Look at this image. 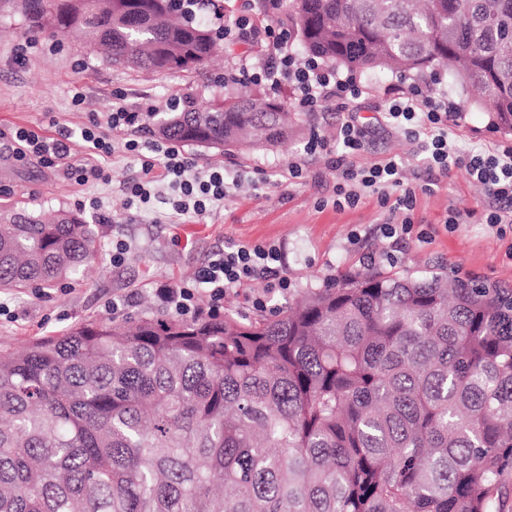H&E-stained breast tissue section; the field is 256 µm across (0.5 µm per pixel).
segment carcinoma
<instances>
[{"instance_id": "1", "label": "carcinoma", "mask_w": 512, "mask_h": 512, "mask_svg": "<svg viewBox=\"0 0 512 512\" xmlns=\"http://www.w3.org/2000/svg\"><path fill=\"white\" fill-rule=\"evenodd\" d=\"M29 30L111 63L189 70L217 49L174 0H20ZM302 48L365 74L475 88L512 134V0H288ZM262 94L179 112L175 142L267 148ZM0 290L54 288L108 225L0 216ZM512 474V285L345 274L274 318L85 321L0 356V512H501Z\"/></svg>"}]
</instances>
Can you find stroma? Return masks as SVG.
<instances>
[{"instance_id":"stroma-1","label":"stroma","mask_w":512,"mask_h":512,"mask_svg":"<svg viewBox=\"0 0 512 512\" xmlns=\"http://www.w3.org/2000/svg\"><path fill=\"white\" fill-rule=\"evenodd\" d=\"M29 38L37 46L29 50L25 64H17L16 54ZM54 40L59 47L52 52L48 45ZM260 55L255 44L240 41L221 44L213 60L197 70L152 72L112 65L71 40L56 39L49 32L30 34L13 0H0V130L24 127L53 138L58 126L77 131L89 125L93 117L111 111L119 97L128 106L142 108L163 105L172 97L189 99L197 107L218 96L236 97L243 93V86L217 84L225 63L252 61ZM421 80L418 74L369 77L365 93L350 113L369 132L364 149L354 158L357 165L369 167L393 158L403 163L407 181L425 182L427 175L409 141L386 126L379 114L389 89H406ZM78 92L83 95L79 103L73 100ZM473 97L469 89L448 92L456 106L449 138L462 158L512 140L489 127L485 114L474 108ZM350 114L340 100L333 99L326 102L324 111L301 116L287 141L270 149L220 157L189 148L198 166L258 168L267 178L259 185L244 179L202 219L172 216L165 202L168 191L161 185L149 204L127 208L123 185L137 174L140 162L122 149L93 157L81 140H74L71 163L95 164L105 173L104 179L80 185L42 167L36 158L17 160L9 139H0L1 206L19 203L37 210L64 209L81 213L90 224L97 223L102 213L112 217L107 244L76 280L44 291L0 293V350L57 336L75 323L105 319L115 312L132 317L161 314L158 288L192 283L215 252L233 245L282 247L291 285L288 292L268 294L270 311L345 273L379 270L422 276L440 268L451 275L512 284V226L499 230L481 223L486 197L465 167H452L433 191L418 193L410 215L381 205L374 196L362 198L354 207L334 206L337 178L328 152L309 159L307 171L297 182L280 177L289 160L303 157L311 137L335 147L337 129ZM455 214L460 221L453 225L449 218ZM409 216L414 219V235L399 241L382 236L380 226L385 221L399 224ZM420 231L426 232V240H417ZM117 240L127 245L118 266L112 262V244ZM117 299L124 305L116 310L112 303Z\"/></svg>"}]
</instances>
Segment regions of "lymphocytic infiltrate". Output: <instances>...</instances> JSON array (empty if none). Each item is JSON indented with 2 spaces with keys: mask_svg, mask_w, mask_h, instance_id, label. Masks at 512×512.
<instances>
[{
  "mask_svg": "<svg viewBox=\"0 0 512 512\" xmlns=\"http://www.w3.org/2000/svg\"><path fill=\"white\" fill-rule=\"evenodd\" d=\"M212 18L218 39L227 42L251 39L265 49L258 62L226 67L224 86L251 83L272 90L288 86L292 89L294 104L307 112L318 111L324 102L334 97L345 100L361 97L364 86L360 79L339 77L318 58L301 55L287 24L257 23L252 0H241L237 11L228 14L214 10ZM453 110L447 93L425 85L393 91L382 112L386 121L406 139L421 141L422 163L428 171L429 185L439 184L451 167L464 165L469 176L483 186L492 204L488 224H512V146L495 152L478 151L466 160H459L448 140V119ZM148 118V113L120 104L114 106L104 120H92L90 126L77 133L62 127L57 138L48 140L21 127L11 132L10 140L18 158L35 155L45 166L85 183L99 178L100 173L70 164L73 136H80L90 154L107 155L111 152L109 132L122 131L126 134L125 151L143 157L140 171L124 186L129 202L148 203L156 180L162 179L169 191L168 203L173 215L202 216L223 203L231 188L241 180V172L221 166L201 170L190 157L167 141H140L138 134L146 128ZM336 140L342 146L341 154L332 162L340 176L336 187L337 206L356 205L367 195L383 199L388 189L395 188L399 191L397 208L412 209L416 189L405 183L401 164L390 160L361 168L354 163V154L364 145L363 128L354 120H346L341 123ZM257 282L264 283L269 290H288V274L280 247L257 244L224 249L199 270L196 287L166 288L162 300L167 312L174 315L217 316L229 290Z\"/></svg>",
  "mask_w": 512,
  "mask_h": 512,
  "instance_id": "obj_1",
  "label": "lymphocytic infiltrate"
}]
</instances>
